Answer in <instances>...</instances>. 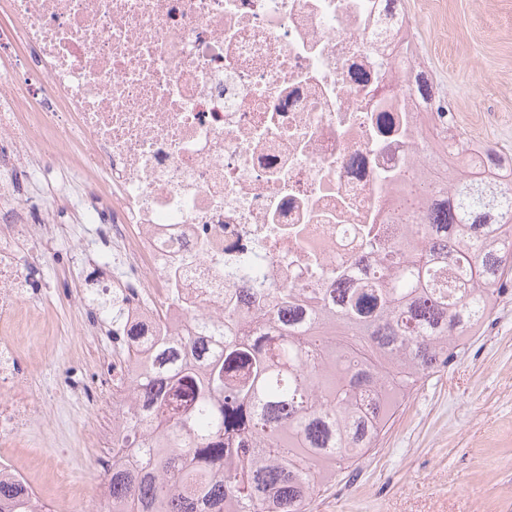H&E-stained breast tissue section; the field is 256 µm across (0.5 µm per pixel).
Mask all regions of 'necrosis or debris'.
I'll use <instances>...</instances> for the list:
<instances>
[{"instance_id":"4bbe7bcc","label":"necrosis or debris","mask_w":512,"mask_h":512,"mask_svg":"<svg viewBox=\"0 0 512 512\" xmlns=\"http://www.w3.org/2000/svg\"><path fill=\"white\" fill-rule=\"evenodd\" d=\"M0 43L26 54L0 75V480L30 512L109 502L112 453L138 405L135 375L153 365L156 330L195 317L252 326L290 289L307 327L327 289L373 286L377 247L403 262L420 215L445 206L466 162L422 147L455 126L400 0H0ZM112 242L121 318L88 316L86 339L112 338L109 414L90 489L66 456L53 489L32 476L27 434L51 404L31 394L48 326L30 288L40 245L100 259L60 207Z\"/></svg>"}]
</instances>
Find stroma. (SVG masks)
I'll return each mask as SVG.
<instances>
[{"label":"stroma","mask_w":512,"mask_h":512,"mask_svg":"<svg viewBox=\"0 0 512 512\" xmlns=\"http://www.w3.org/2000/svg\"><path fill=\"white\" fill-rule=\"evenodd\" d=\"M439 91L462 131L512 153V0H404ZM496 113L488 126L482 113ZM74 258L47 251L34 280L53 317L41 347L38 389L54 387L66 367H95L111 342L78 333L74 296L83 283ZM92 378L65 389L53 424L34 433L30 470L51 484L49 462L69 455L70 480H90L102 448L91 434L103 418ZM310 512H512V292L502 294L478 336L444 371L414 390L376 448L343 480L314 498Z\"/></svg>","instance_id":"35a3bbf8"}]
</instances>
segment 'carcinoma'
<instances>
[{
	"mask_svg": "<svg viewBox=\"0 0 512 512\" xmlns=\"http://www.w3.org/2000/svg\"><path fill=\"white\" fill-rule=\"evenodd\" d=\"M469 238L448 247L463 228ZM428 248L412 247L395 265L378 249L385 287L367 293L336 289V324L306 332L297 310L273 346L242 327L222 334L221 348L193 330L158 336L154 371L135 379L141 412L132 426L138 458L112 456L117 512H308L347 464L377 446L401 401L448 366L479 334L497 296L479 284L512 275V187L494 197L479 182L451 194L428 217ZM194 349L209 365L200 378L182 362ZM160 428L172 451L141 437ZM0 512H28L0 485Z\"/></svg>",
	"mask_w": 512,
	"mask_h": 512,
	"instance_id": "cac0c4a2",
	"label": "carcinoma"
}]
</instances>
